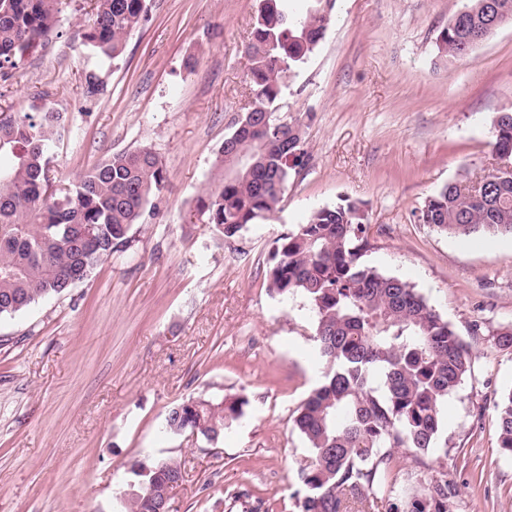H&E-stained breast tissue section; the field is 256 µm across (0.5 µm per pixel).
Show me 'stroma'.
Returning <instances> with one entry per match:
<instances>
[{"label": "stroma", "mask_w": 512, "mask_h": 512, "mask_svg": "<svg viewBox=\"0 0 512 512\" xmlns=\"http://www.w3.org/2000/svg\"><path fill=\"white\" fill-rule=\"evenodd\" d=\"M467 0H337L317 49L278 103L308 153L279 210L224 237L191 217L224 179L221 148L250 97L246 45L259 0H151L111 60L83 38L93 0H71L60 36L0 79V107L67 113L51 163L61 188L144 145L167 181L131 246L67 293L0 317V512H111L144 456L181 460L170 512H298L307 445L296 408L323 380L302 299L267 287L276 240L340 200L362 209L361 260L413 284L468 344L472 369L448 399L446 457L394 453L399 478H441L448 512H512V457L494 405L512 391V248H470L419 223L425 201L495 163L492 119L512 113V23L448 64L438 37ZM103 83L88 96L86 73ZM241 398L210 442L166 435L190 396ZM247 490L235 498L237 490Z\"/></svg>", "instance_id": "stroma-1"}]
</instances>
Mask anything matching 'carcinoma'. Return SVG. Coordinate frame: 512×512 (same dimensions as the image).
<instances>
[{"label":"carcinoma","instance_id":"obj_1","mask_svg":"<svg viewBox=\"0 0 512 512\" xmlns=\"http://www.w3.org/2000/svg\"><path fill=\"white\" fill-rule=\"evenodd\" d=\"M85 40L114 60L132 32L149 20L146 0H95ZM260 0L247 47L251 106L267 117L241 129L224 152V182L197 201L196 211L226 237L274 214L306 150L300 124L282 123L277 103L285 75L305 63L323 39L336 0ZM67 0H0V76L39 41L59 33ZM496 19L512 21V0H469L439 35L448 63L461 60L466 38L481 39ZM64 112L0 111V317L60 295L127 247L133 226L165 187L161 159L150 146L94 165L70 188L50 177ZM495 157L508 165L491 175L482 198L444 186L418 220L450 236H512V113L492 120ZM354 202L313 211L305 224L275 241L268 289L300 296L314 318L324 381L302 401L294 427L309 455L299 465L300 512H348V500L374 504L392 474L393 449L448 455L442 411L471 371L467 345L410 283L359 262L353 240L365 232ZM244 401L192 397L169 410L164 430L224 436ZM498 448L512 455V392L495 404ZM134 480L118 512L170 508L184 480L173 457L147 456L130 466ZM448 481L420 494L412 478L400 489L405 512H448Z\"/></svg>","mask_w":512,"mask_h":512}]
</instances>
